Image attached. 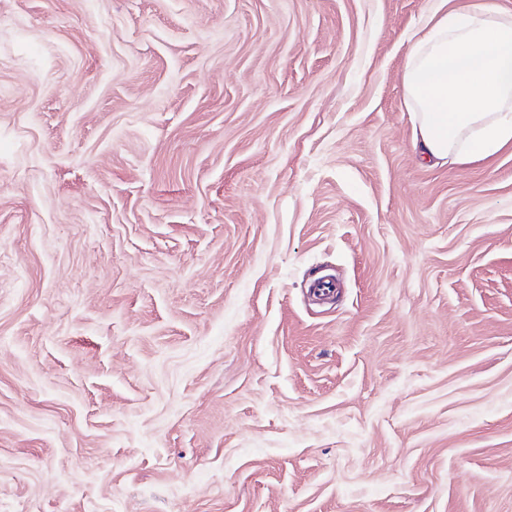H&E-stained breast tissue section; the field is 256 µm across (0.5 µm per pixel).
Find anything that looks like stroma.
Wrapping results in <instances>:
<instances>
[{"instance_id":"35a3bbf8","label":"stroma","mask_w":512,"mask_h":512,"mask_svg":"<svg viewBox=\"0 0 512 512\" xmlns=\"http://www.w3.org/2000/svg\"><path fill=\"white\" fill-rule=\"evenodd\" d=\"M434 5L0 0V512H512V147L418 156Z\"/></svg>"}]
</instances>
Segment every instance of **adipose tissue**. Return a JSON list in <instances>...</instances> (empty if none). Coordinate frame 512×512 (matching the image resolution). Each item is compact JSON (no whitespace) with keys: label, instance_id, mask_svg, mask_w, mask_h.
<instances>
[{"label":"adipose tissue","instance_id":"ef3b65f1","mask_svg":"<svg viewBox=\"0 0 512 512\" xmlns=\"http://www.w3.org/2000/svg\"><path fill=\"white\" fill-rule=\"evenodd\" d=\"M403 96L428 162L464 165L512 146V11L439 0L414 35Z\"/></svg>","mask_w":512,"mask_h":512}]
</instances>
